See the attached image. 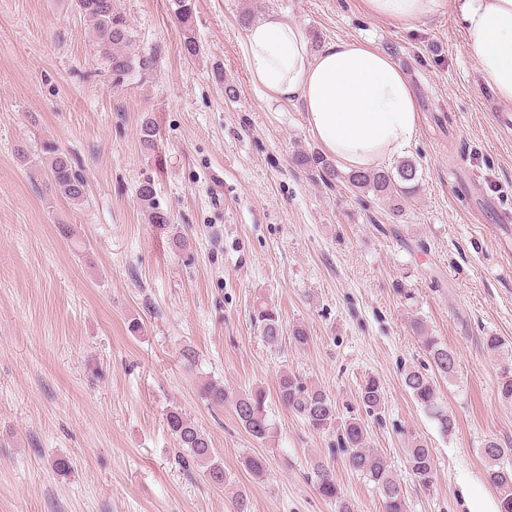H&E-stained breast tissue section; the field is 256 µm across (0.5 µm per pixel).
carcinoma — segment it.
<instances>
[{"label": "carcinoma", "mask_w": 512, "mask_h": 512, "mask_svg": "<svg viewBox=\"0 0 512 512\" xmlns=\"http://www.w3.org/2000/svg\"><path fill=\"white\" fill-rule=\"evenodd\" d=\"M78 10L92 24L98 53L106 60L112 78V85L120 86L136 71H148L152 67V58L136 55L127 51L131 43V31L126 17L118 12L113 0H75ZM174 15L182 28L181 48L185 56L195 57L200 52L193 27V0H174ZM140 142L148 150H155L156 126L146 116L140 126ZM40 161L46 164L56 193L81 206L86 201L87 185L78 173L69 156L63 153L57 144L49 139L40 143L37 152ZM297 165L318 173L328 185L336 179V169L332 162L317 153H298L294 157ZM348 182L363 193L377 198L396 195L408 196L418 185L417 167L403 161L395 170L374 169L353 171L347 175ZM148 219L153 224H168L170 218L157 206L154 182L146 179L136 190ZM251 320L257 326L265 341L270 345L278 343L282 334V325L276 310L267 303L253 307ZM411 329L422 337L424 350L428 354L439 375L453 378L458 370L455 352L432 336L425 335V326L419 319L412 321ZM404 384L414 400L434 419L441 434L455 430L456 417L448 412L442 403L436 385L431 376L419 370H410L404 376ZM203 397L211 404L221 406L231 402L237 419L253 438L263 441L270 437L272 424L266 411V395L256 389L233 397L224 386L207 382L201 388ZM361 401L370 412L383 405L381 382L370 377L360 388ZM277 398L281 405L299 414L307 424L317 432L336 430L338 442L349 469L359 472L379 489L383 496L384 512H405L403 491L392 475L387 460L367 447V431L364 423L357 418L339 419L333 399L318 386L307 385L296 375L284 373L278 383ZM167 425L175 435L180 447L189 452L190 458L184 460V466L194 461L205 467L206 478L210 484L224 485V466L214 457L211 440L195 422L172 409L166 417ZM483 456L491 462L487 471V480L498 492L499 512H512V466L500 464V460L512 454V448H504L494 440L487 441L482 448ZM410 474L418 485L426 488L433 483L435 468L432 450L417 441L407 453ZM315 489L330 500L340 501L339 512H350L348 504L340 500L334 475L330 470L318 464L314 467Z\"/></svg>", "instance_id": "cac0c4a2"}]
</instances>
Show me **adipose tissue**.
<instances>
[{
  "label": "adipose tissue",
  "instance_id": "adipose-tissue-1",
  "mask_svg": "<svg viewBox=\"0 0 512 512\" xmlns=\"http://www.w3.org/2000/svg\"><path fill=\"white\" fill-rule=\"evenodd\" d=\"M455 5L483 82L512 103V0H362L370 16L406 27ZM245 64L277 101H300L312 137L336 163L367 171L416 138L418 107L405 72L370 44L343 39L311 51L296 24L270 14L245 32Z\"/></svg>",
  "mask_w": 512,
  "mask_h": 512
}]
</instances>
